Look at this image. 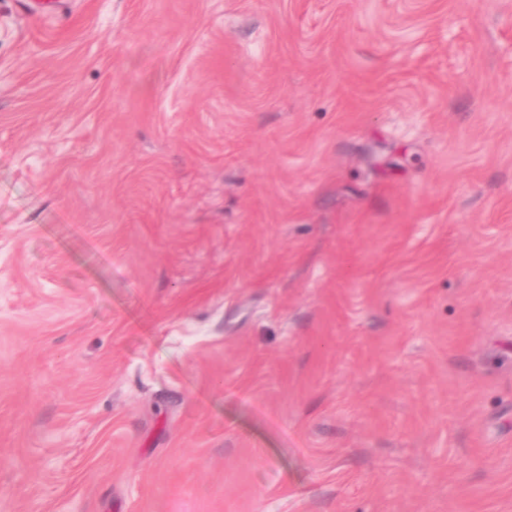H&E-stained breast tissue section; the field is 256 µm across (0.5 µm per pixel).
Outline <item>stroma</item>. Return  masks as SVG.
I'll return each mask as SVG.
<instances>
[{"label": "stroma", "mask_w": 512, "mask_h": 512, "mask_svg": "<svg viewBox=\"0 0 512 512\" xmlns=\"http://www.w3.org/2000/svg\"><path fill=\"white\" fill-rule=\"evenodd\" d=\"M0 0V512H512V0Z\"/></svg>", "instance_id": "1"}]
</instances>
